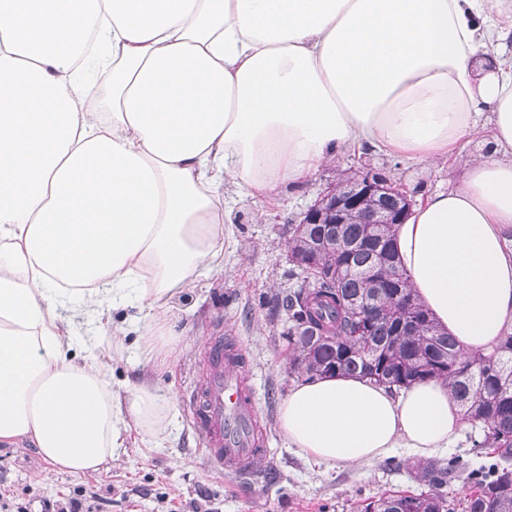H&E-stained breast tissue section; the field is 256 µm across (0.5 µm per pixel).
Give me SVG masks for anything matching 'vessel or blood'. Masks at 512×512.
I'll return each mask as SVG.
<instances>
[{
	"mask_svg": "<svg viewBox=\"0 0 512 512\" xmlns=\"http://www.w3.org/2000/svg\"><path fill=\"white\" fill-rule=\"evenodd\" d=\"M206 345V366L187 398L194 428L212 469L249 479L261 441L257 407L242 380L244 357L234 341L220 336L209 337Z\"/></svg>",
	"mask_w": 512,
	"mask_h": 512,
	"instance_id": "obj_1",
	"label": "vessel or blood"
}]
</instances>
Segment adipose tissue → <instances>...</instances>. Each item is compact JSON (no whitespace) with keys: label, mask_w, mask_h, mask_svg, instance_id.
Returning <instances> with one entry per match:
<instances>
[{"label":"adipose tissue","mask_w":512,"mask_h":512,"mask_svg":"<svg viewBox=\"0 0 512 512\" xmlns=\"http://www.w3.org/2000/svg\"><path fill=\"white\" fill-rule=\"evenodd\" d=\"M512 0H0V441L69 473L161 437L171 397L115 389L127 331L165 368L173 297L224 271L231 195L306 183L341 151L446 161L492 112L488 155L428 196L395 249L467 352L512 326ZM136 301L111 358L71 357L83 322ZM290 447L327 466L464 427L447 385L394 392L328 376L278 407Z\"/></svg>","instance_id":"1"}]
</instances>
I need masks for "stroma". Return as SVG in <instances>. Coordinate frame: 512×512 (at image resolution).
<instances>
[{
    "label": "stroma",
    "instance_id": "35a3bbf8",
    "mask_svg": "<svg viewBox=\"0 0 512 512\" xmlns=\"http://www.w3.org/2000/svg\"><path fill=\"white\" fill-rule=\"evenodd\" d=\"M490 113H483L473 136L454 155L431 166L374 151L339 153L305 185L287 186L269 198L236 197L224 242V275L213 287L186 289L168 311L180 337L179 353L155 370L139 363L136 334L114 364L112 381L147 382L172 396L176 419L163 442L151 437L129 441L118 460L94 474L58 472L26 439L0 444V507L22 502L27 512H45L47 504L80 487L93 493L98 512H354L356 502L394 490H417L414 470L421 458L398 449L393 460L325 467L290 448L277 424L278 406L294 379L290 374L285 319L273 316L272 299L297 287L287 256L289 225L330 183L370 165L413 190L414 201L448 190L463 166L488 151ZM234 338L246 360L248 385L255 392L259 429L266 440L260 466L267 481L249 485L208 466L203 444L192 426L183 396L197 381L206 361V340L215 328Z\"/></svg>",
    "mask_w": 512,
    "mask_h": 512
}]
</instances>
